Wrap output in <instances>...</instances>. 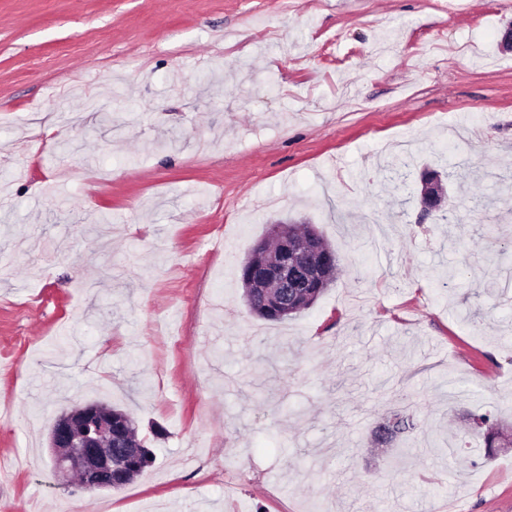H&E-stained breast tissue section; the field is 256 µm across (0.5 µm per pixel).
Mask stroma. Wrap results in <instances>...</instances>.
Wrapping results in <instances>:
<instances>
[{
  "instance_id": "35a3bbf8",
  "label": "stroma",
  "mask_w": 512,
  "mask_h": 512,
  "mask_svg": "<svg viewBox=\"0 0 512 512\" xmlns=\"http://www.w3.org/2000/svg\"><path fill=\"white\" fill-rule=\"evenodd\" d=\"M510 19L512 0H0V512H512V447L437 449L472 443L479 404L512 428ZM435 167L457 223L416 221ZM288 219L341 271L275 323L240 268ZM90 401L154 452L122 489L51 474L52 419ZM406 403L428 429L398 463L371 430Z\"/></svg>"
}]
</instances>
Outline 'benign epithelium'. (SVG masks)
<instances>
[{
    "instance_id": "7a95c632",
    "label": "benign epithelium",
    "mask_w": 512,
    "mask_h": 512,
    "mask_svg": "<svg viewBox=\"0 0 512 512\" xmlns=\"http://www.w3.org/2000/svg\"><path fill=\"white\" fill-rule=\"evenodd\" d=\"M445 189L439 178L421 176L420 217L445 208ZM330 256L312 234L298 242L281 236L279 251L265 262L247 264L245 284L251 288L276 290L268 295V307L287 312L302 296L303 288H320V269ZM53 470L66 475L76 473L85 491L119 490L128 482L123 471L144 453L125 440L122 428L113 422L112 408L91 402L64 412L52 423L49 433Z\"/></svg>"
}]
</instances>
